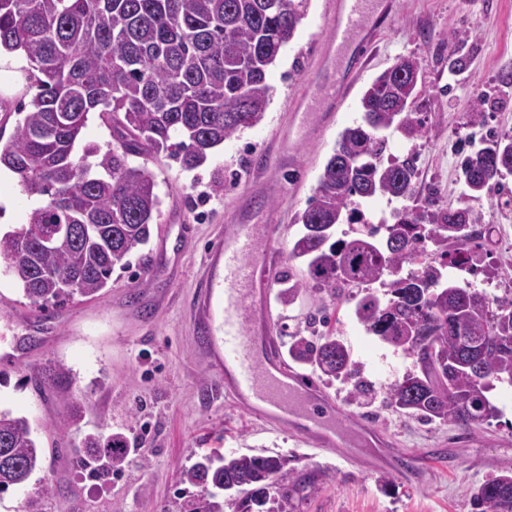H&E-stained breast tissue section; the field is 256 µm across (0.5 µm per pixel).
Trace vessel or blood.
I'll use <instances>...</instances> for the list:
<instances>
[{
    "instance_id": "vessel-or-blood-1",
    "label": "vessel or blood",
    "mask_w": 512,
    "mask_h": 512,
    "mask_svg": "<svg viewBox=\"0 0 512 512\" xmlns=\"http://www.w3.org/2000/svg\"><path fill=\"white\" fill-rule=\"evenodd\" d=\"M388 0H336L330 36L315 61L336 60V77L326 91L344 95L352 76L362 73L370 46L371 16H384ZM281 242L276 224H228L224 242L212 257L223 277L204 276L200 295L215 316L207 327L224 394L255 419L288 426L313 447L336 451L350 447L342 425L347 413L288 365L272 333L274 283L270 267Z\"/></svg>"
}]
</instances>
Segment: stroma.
<instances>
[{
	"label": "stroma",
	"instance_id": "obj_1",
	"mask_svg": "<svg viewBox=\"0 0 512 512\" xmlns=\"http://www.w3.org/2000/svg\"><path fill=\"white\" fill-rule=\"evenodd\" d=\"M332 0H308L305 17L267 75L271 87L262 120L212 150L198 168L160 153L148 163L155 175L159 213L149 241L114 270L102 294L74 296L45 309L29 303L0 262V409L26 417L42 449L39 467L21 486L0 493V512H181L190 492L179 484L182 469L211 449L222 454L264 450L287 457L292 467L320 473L318 493L298 512H473L467 491L512 461V386L492 396L499 418L479 432L426 424L388 409L383 393L414 368L412 358L369 333L336 304L327 290L306 294L308 309H326L329 326H312L298 306L276 305L273 332L280 343L291 334L329 330L340 336L374 388L370 400L349 402L346 384L304 368L323 394L353 417L378 430L383 442L342 459L301 441L289 429L262 425L238 409L217 387L219 374L205 350L196 285L217 236L228 224H277L283 255L271 277L304 273L305 259L289 252L323 167L342 131L361 119L360 101L373 82L399 58L420 65L414 109L429 126L409 144L392 138L390 151H417L420 187H434L443 202L464 204L458 160L469 140L512 136V0H393L378 29L369 63L327 128H299V97L315 96L309 79L314 50L330 34ZM466 33L471 62L464 79L448 77V36ZM488 97L485 124L465 122L477 97ZM291 129L288 149L273 156L279 130ZM35 199L18 176L0 181V231L24 224ZM476 288L495 294L512 289V253L485 243L478 248ZM64 365L70 387L37 385L45 369ZM80 411L78 425L65 401ZM123 434L131 453L121 470L92 479L82 466L85 434ZM408 458L414 474L377 463L384 450ZM49 494H42L43 486Z\"/></svg>",
	"mask_w": 512,
	"mask_h": 512
}]
</instances>
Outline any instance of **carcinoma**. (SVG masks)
<instances>
[{
	"instance_id": "1",
	"label": "carcinoma",
	"mask_w": 512,
	"mask_h": 512,
	"mask_svg": "<svg viewBox=\"0 0 512 512\" xmlns=\"http://www.w3.org/2000/svg\"><path fill=\"white\" fill-rule=\"evenodd\" d=\"M304 0H0V49L23 51L37 88L13 136L0 143V166L23 192L42 198L26 223L0 237L6 272L34 306L96 297L115 268L149 241L158 212L155 177L137 158L170 152L187 169L263 118L271 87L266 74L294 37ZM448 52V71L463 72L464 39ZM418 62L403 57L379 74L361 98V121L341 133L300 214L290 254L307 260L303 275L279 280V299L293 304L315 284L342 297L366 285L354 314L369 332L414 359V370L386 389V401L409 418L471 433L498 413L488 393L512 385V295L489 297L448 276L475 267L470 206H444L433 190L414 198L416 154L385 156L389 137L411 143L427 132L413 111ZM112 133L106 151L76 144L88 115ZM467 198L479 201L512 174V136L470 145L460 160ZM404 201L393 223L375 226L363 211L378 196ZM53 224H71L67 241L44 240ZM360 224L350 240L333 228ZM436 258L417 262L418 244ZM413 267L406 276L403 266ZM384 288L383 296L371 285ZM288 356L330 379L352 382L347 396L366 394L350 348L333 333L295 335ZM82 447L101 465L125 460L119 433L89 434ZM39 447L24 417L0 410V492L28 480ZM276 454H205L179 481L201 488L187 512H224L220 493L236 490L235 512H295L319 489L318 476L288 467ZM481 512H512V464L469 489Z\"/></svg>"
}]
</instances>
